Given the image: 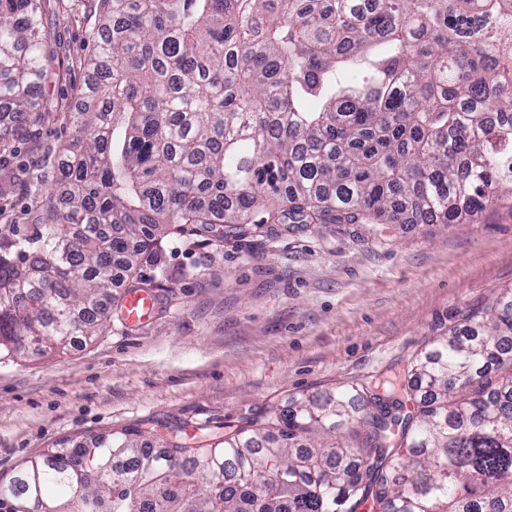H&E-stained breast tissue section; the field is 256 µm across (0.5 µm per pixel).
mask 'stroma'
Masks as SVG:
<instances>
[{"label": "stroma", "instance_id": "1", "mask_svg": "<svg viewBox=\"0 0 512 512\" xmlns=\"http://www.w3.org/2000/svg\"><path fill=\"white\" fill-rule=\"evenodd\" d=\"M52 62L37 91L46 112L27 139L0 154L1 224H31L73 134L95 49L89 0H41ZM151 318L111 317L60 353L0 357V479L59 440L124 428L223 431L261 417L295 392L403 376L433 340L512 287V198L467 224L213 225L168 227Z\"/></svg>", "mask_w": 512, "mask_h": 512}]
</instances>
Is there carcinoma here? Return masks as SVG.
<instances>
[{"mask_svg":"<svg viewBox=\"0 0 512 512\" xmlns=\"http://www.w3.org/2000/svg\"><path fill=\"white\" fill-rule=\"evenodd\" d=\"M40 0H0V152L42 118ZM37 224L0 225V353L103 327L180 224H463L512 198V0H96ZM512 289L402 386L270 406L214 442L60 441L0 512H512ZM419 398L404 412V396Z\"/></svg>","mask_w":512,"mask_h":512,"instance_id":"obj_1","label":"carcinoma"}]
</instances>
